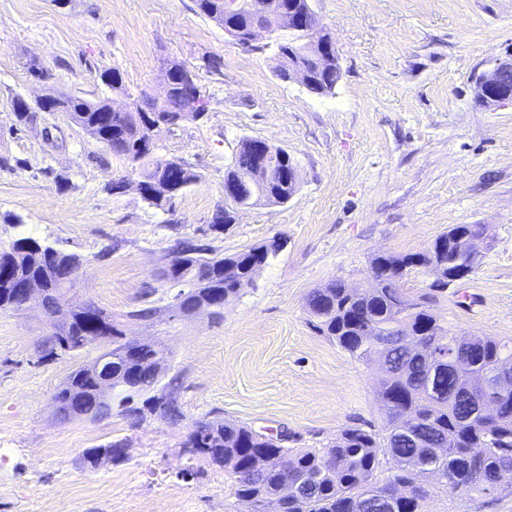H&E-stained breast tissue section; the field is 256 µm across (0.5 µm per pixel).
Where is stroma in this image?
Segmentation results:
<instances>
[{
	"label": "stroma",
	"instance_id": "stroma-1",
	"mask_svg": "<svg viewBox=\"0 0 512 512\" xmlns=\"http://www.w3.org/2000/svg\"><path fill=\"white\" fill-rule=\"evenodd\" d=\"M342 75L315 95L280 80L271 53H247L194 0H0V246L32 237L78 255L72 307L111 315L123 341L164 353L155 395L137 419L113 400L103 416L60 418L54 395L104 350L38 362L49 341L38 303L0 311V512H248L222 467L187 448L199 422L232 420L287 431L293 448H322L343 430L380 429L374 365L310 323L306 298L339 279L372 288L382 253L426 250L458 224L487 232L479 268L433 309L469 336L512 338V104L488 108L476 75L512 51V0H314ZM40 61L47 80L32 77ZM185 64L209 100L206 117L160 133L159 152L198 180L170 209L145 203L127 162L61 112L20 124L14 95L108 98L132 110L163 98L167 61ZM118 68L127 92L99 74ZM262 138L292 156L298 190L287 203L240 211L211 228L224 171L239 141ZM124 181L123 192L109 191ZM278 238L285 246L225 303L186 316L162 270L180 239L230 255ZM154 309L150 318L138 310ZM120 443L97 466L89 448ZM423 512H512L497 500L435 491Z\"/></svg>",
	"mask_w": 512,
	"mask_h": 512
}]
</instances>
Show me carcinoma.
Masks as SVG:
<instances>
[{
  "label": "carcinoma",
  "mask_w": 512,
  "mask_h": 512,
  "mask_svg": "<svg viewBox=\"0 0 512 512\" xmlns=\"http://www.w3.org/2000/svg\"><path fill=\"white\" fill-rule=\"evenodd\" d=\"M200 14L221 28L244 29L252 14L265 12L271 39L284 53L288 42L306 37L288 19L292 0H233L235 9L225 10L226 0H195ZM177 81L175 91L149 113L109 111L107 98L96 101L78 95L63 97L65 113L87 135L122 157L138 173L146 191L166 190L167 195L146 198L149 205L163 209L198 175L183 160L157 153L156 136L164 128L196 120L208 111L209 101L196 80L181 83L190 74L185 65L172 61L163 69ZM102 82L114 94L126 93L120 71L114 67L100 73ZM11 106L19 122L40 111L36 105L16 96ZM257 140L244 138L224 171V184L235 190L226 207L218 210L212 226L216 229L233 222V206L284 204L297 191L290 181L293 160L275 153L265 159L257 151ZM453 230L438 236L424 252L383 253L374 258L372 268L380 272V281L363 295L342 282H331L312 291L307 300L314 327L334 340L353 357L365 362L377 360L382 351L384 364L378 367L385 418L381 430L360 427L344 430L333 445L322 450H295L279 443L276 436L258 433L252 428L227 420L204 422L193 430L187 447L211 463L224 467L233 476V495L249 506V512H267L268 503L280 496L283 485L293 494L283 500V512H422L421 502L437 486L461 494L512 491V411L486 427H475L466 419L477 410L480 395H464L454 401L449 390L461 374L477 372L484 366L512 358V339L473 336L472 351L464 368L450 370L430 362L427 348L459 337L441 325L431 309L434 298L445 292L438 276L448 275V266L481 264L482 255L460 253L448 248ZM279 249L268 243L253 246L229 256L217 253L207 244H180L173 249L176 258L164 271L165 282L188 285L175 299L190 306L210 299L216 293L229 300L252 283L254 268L276 256ZM237 268L234 278L224 276V264ZM82 266L74 254H66L51 245L24 237L0 249V311L24 309L21 285L39 280L50 289V299L65 294ZM426 268L437 276L429 291L415 296L392 287L410 269ZM108 328L112 342L114 387L129 403L134 397L154 388L158 382L157 364L162 353L151 343L119 341L121 332L112 316L100 308L72 310L61 324L69 345H56L64 351L85 348L83 340L98 333L97 324ZM98 378L90 368L72 371L55 394L58 414L69 417L68 404L75 391L84 396L81 413L102 415L105 403L96 395ZM472 448H483L478 459L469 455ZM387 469V482L377 485V474ZM393 485H409L412 492L388 504L383 493Z\"/></svg>",
  "instance_id": "1"
}]
</instances>
